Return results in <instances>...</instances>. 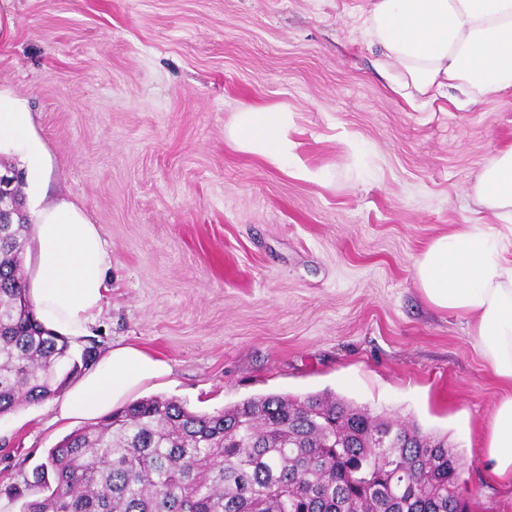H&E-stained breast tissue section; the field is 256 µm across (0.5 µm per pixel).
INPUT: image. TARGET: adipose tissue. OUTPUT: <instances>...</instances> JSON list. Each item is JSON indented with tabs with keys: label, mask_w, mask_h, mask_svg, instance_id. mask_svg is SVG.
<instances>
[{
	"label": "adipose tissue",
	"mask_w": 512,
	"mask_h": 512,
	"mask_svg": "<svg viewBox=\"0 0 512 512\" xmlns=\"http://www.w3.org/2000/svg\"><path fill=\"white\" fill-rule=\"evenodd\" d=\"M359 19L364 43L379 55L377 70L407 101H432L453 88L478 104L512 88V0H370ZM290 124L283 109L249 106L235 113L230 136L238 150L313 178L296 161ZM1 151L32 166L41 156L29 112L0 93ZM476 198L497 224H460L432 239L416 259L415 277L433 308L466 319L494 375L512 383V146L484 168ZM35 215L38 268L29 295L36 317L49 331L79 338L102 311L111 253L73 203L44 202ZM169 372L139 347H114L65 393L58 413L103 416L140 383ZM481 455L494 477L512 482V395L497 404Z\"/></svg>",
	"instance_id": "adipose-tissue-1"
}]
</instances>
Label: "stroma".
<instances>
[{"instance_id": "35a3bbf8", "label": "stroma", "mask_w": 512, "mask_h": 512, "mask_svg": "<svg viewBox=\"0 0 512 512\" xmlns=\"http://www.w3.org/2000/svg\"><path fill=\"white\" fill-rule=\"evenodd\" d=\"M368 0H0V92L24 104L42 165L26 197L99 226L111 288L89 329L170 375L161 395L213 412L328 392L447 435L472 512H512L479 456L498 402L465 319L431 307L414 263L458 224H492L474 186L512 145V90L417 108L375 70ZM248 105L291 112L297 178L228 138ZM83 419L54 400L0 417V512L36 496L49 448Z\"/></svg>"}]
</instances>
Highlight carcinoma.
<instances>
[{
    "mask_svg": "<svg viewBox=\"0 0 512 512\" xmlns=\"http://www.w3.org/2000/svg\"><path fill=\"white\" fill-rule=\"evenodd\" d=\"M28 211L0 224V416L60 394L93 346L43 328L23 261ZM448 435L324 394H268L214 413L132 401L49 449L20 512H470Z\"/></svg>",
    "mask_w": 512,
    "mask_h": 512,
    "instance_id": "carcinoma-1",
    "label": "carcinoma"
}]
</instances>
